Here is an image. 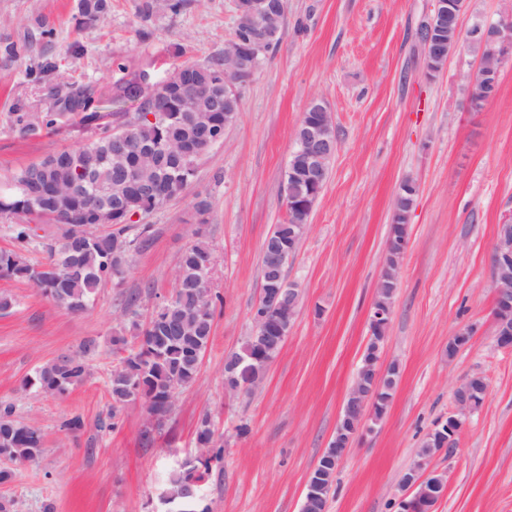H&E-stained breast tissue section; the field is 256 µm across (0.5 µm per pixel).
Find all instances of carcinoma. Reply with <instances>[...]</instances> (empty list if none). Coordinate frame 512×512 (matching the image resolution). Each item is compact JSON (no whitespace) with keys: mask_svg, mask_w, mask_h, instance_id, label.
<instances>
[{"mask_svg":"<svg viewBox=\"0 0 512 512\" xmlns=\"http://www.w3.org/2000/svg\"><path fill=\"white\" fill-rule=\"evenodd\" d=\"M112 0H76L78 24H96L107 17ZM185 0H138L136 14L148 22L159 12L179 14ZM446 41L448 49H467L477 54V44L458 43L453 30L440 19L419 29ZM147 75L143 69L131 79L119 78L107 94L95 83L74 81L65 84L66 95L43 112H26L20 106L7 114L11 127L22 137L55 131L71 125L87 133L86 142L47 154L41 160L19 169L10 187L0 193V218H27L12 227V247L0 249V277L24 282L40 294L70 312H80L93 303L100 286L114 278V269L128 262L132 250L145 245L151 237V225L132 220L139 213L147 218L168 202L179 198L191 183L198 157L207 145L196 141L202 124L212 120L217 129H226L236 115L218 111L213 83L224 80V58L216 54L204 61L184 62L172 68V82L141 94ZM153 114L154 119L147 118ZM324 113L313 104L303 112L298 129L318 126ZM123 134L126 155L112 154V134ZM304 160L300 144H295L288 161V197L293 207L282 223L272 229L284 242L297 237L299 225L309 223L320 193L300 176ZM417 188L411 182L400 187L392 224L399 236L406 235L409 212ZM36 223L63 226L57 235L44 237L33 228ZM40 246L45 261L32 263L26 253ZM213 255L210 244L198 239L180 258L176 275L186 287L174 302L141 322L129 323L130 335L112 337L117 355L110 376L112 418L118 417L137 386L144 398L163 415L170 413L168 391L173 381L181 387L195 382L201 360L210 340L220 295L207 291L202 283L205 261ZM283 344L261 349L248 338L243 347L230 355L239 363L236 376L250 387L264 378L268 361L274 359ZM265 351L266 360L252 357ZM87 350L69 356L67 362L56 359L36 370L24 386L44 396H62L82 384L88 376ZM214 431L203 417L196 431L200 444L198 456L177 468L166 491V501L175 505L187 499L198 500L200 483L213 467L222 464L224 444L201 443L212 439ZM42 431L14 417L10 403H0V485L9 483L13 463H32L43 452ZM336 470L327 465L321 474L324 491L312 502L308 512H324Z\"/></svg>","mask_w":512,"mask_h":512,"instance_id":"cac0c4a2","label":"carcinoma"}]
</instances>
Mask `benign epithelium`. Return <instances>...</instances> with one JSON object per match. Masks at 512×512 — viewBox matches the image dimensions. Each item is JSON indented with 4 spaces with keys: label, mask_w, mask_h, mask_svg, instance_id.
<instances>
[{
    "label": "benign epithelium",
    "mask_w": 512,
    "mask_h": 512,
    "mask_svg": "<svg viewBox=\"0 0 512 512\" xmlns=\"http://www.w3.org/2000/svg\"><path fill=\"white\" fill-rule=\"evenodd\" d=\"M285 0H234L236 16L242 18L251 30L249 42H235L224 46V59L229 66L224 69V112L231 113L239 105L238 93L241 86L251 80L257 69L253 67L254 59L262 49L271 32L280 23L284 12L282 3ZM463 30L469 42H480L489 45V51L479 59L477 69L471 74L468 88L481 95L485 103L494 100L488 87L501 74L505 63L512 61V2L509 8L495 22L471 26L462 29L461 20L454 21V30ZM423 57H436L446 61L449 54L439 41L428 40L421 44ZM332 149V143L326 136L325 129L317 127L309 130L302 142V150L311 168L310 182L318 186L324 181L321 167L323 156ZM294 255V248L274 241L269 253L270 268L278 271L288 266ZM512 259V217L499 224L493 255L491 286L494 291L493 315L496 324V340L500 348L512 350V275L503 271L502 262ZM258 304L261 311L251 312L252 335L262 342L277 333V340L284 341L291 331L293 320L297 314L301 295L297 288L286 287V284L275 285L261 295ZM392 318V307L371 305L369 323L371 331L387 336ZM363 370L373 373L374 378L388 377V371L380 364V349L366 353L362 358ZM471 379H466L454 390V410L448 415L445 428L455 437L467 424L468 417L479 410L484 402H476L469 398ZM367 396L363 389L355 385L346 396L339 421L336 426L335 453L326 460L341 466L348 449L357 437L368 429ZM435 453L420 450L416 467L405 474L402 480L403 494L399 498V512H424L428 503L440 500L445 493L443 479L437 473L426 469L428 461Z\"/></svg>",
    "instance_id": "1"
}]
</instances>
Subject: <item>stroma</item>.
Instances as JSON below:
<instances>
[{"mask_svg": "<svg viewBox=\"0 0 512 512\" xmlns=\"http://www.w3.org/2000/svg\"><path fill=\"white\" fill-rule=\"evenodd\" d=\"M137 0H112L98 25L76 29L75 0H0V189L14 171L47 153L79 145L65 127L36 139L5 121L15 103L39 111L48 92L35 72L45 59L58 77L111 89L112 60L156 74L223 50L235 25L233 0H187L177 15L143 23ZM434 0H288L284 35L242 90V110L221 141L203 153L183 196L148 218L147 247L132 252L122 274L94 303L73 314L23 282L1 279L16 301L0 313V402L38 426L44 450L18 463L0 485L14 512H170L162 496L170 473L197 454L196 430L209 417L224 440V462L200 487L209 512H300L311 469L336 432L370 338L368 312L382 276L395 197L413 178L418 190L407 248L393 294L382 349L398 367L380 422L350 448L326 512H396L401 479L427 434L454 408L461 381L483 377L488 392L456 439L437 455L446 492L434 512H512V352L496 343L491 263L499 225L512 215V63L497 97L478 112L466 105L467 77L479 58L453 54L434 77L425 74L415 32ZM53 30L40 35L41 26ZM148 29V40L136 32ZM80 41L84 53L72 57ZM329 108L338 144L322 190L286 275L301 291L292 330L261 384L224 390V360L252 333L250 315L262 289L261 248L286 215L281 182L294 133L312 99ZM213 204L208 223L193 205ZM206 237L217 263L213 289L223 299L196 381L179 389L173 413L144 439L142 404L126 405L116 429L109 377L112 338L128 319L125 299L139 294L141 314L152 295L171 293L182 253ZM468 343L449 354L459 331ZM89 376L61 397L23 386L43 364L79 352ZM80 416L69 434L63 419ZM247 424L246 436L236 427Z\"/></svg>", "mask_w": 512, "mask_h": 512, "instance_id": "35a3bbf8", "label": "stroma"}]
</instances>
